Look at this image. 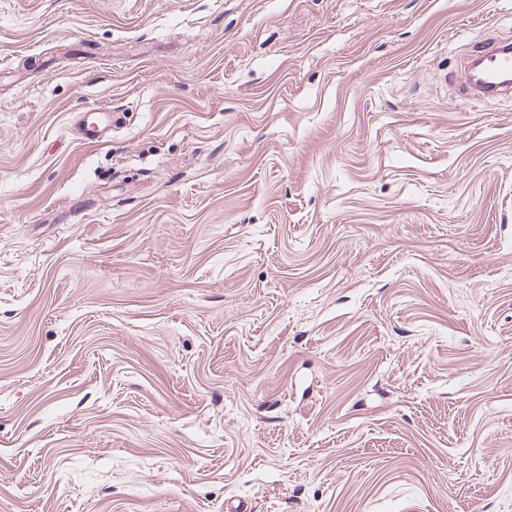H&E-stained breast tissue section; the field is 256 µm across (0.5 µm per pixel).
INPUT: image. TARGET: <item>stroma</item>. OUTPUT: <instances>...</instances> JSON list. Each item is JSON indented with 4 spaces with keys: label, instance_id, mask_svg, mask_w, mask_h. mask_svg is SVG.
<instances>
[{
    "label": "stroma",
    "instance_id": "1",
    "mask_svg": "<svg viewBox=\"0 0 512 512\" xmlns=\"http://www.w3.org/2000/svg\"><path fill=\"white\" fill-rule=\"evenodd\" d=\"M503 37L0 0V512H512V97L457 83ZM96 113L91 121L78 120L74 124L75 138L82 142H102L112 126V110L109 108H95Z\"/></svg>",
    "mask_w": 512,
    "mask_h": 512
}]
</instances>
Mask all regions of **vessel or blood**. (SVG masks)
I'll return each mask as SVG.
<instances>
[{
	"label": "vessel or blood",
	"instance_id": "vessel-or-blood-1",
	"mask_svg": "<svg viewBox=\"0 0 512 512\" xmlns=\"http://www.w3.org/2000/svg\"><path fill=\"white\" fill-rule=\"evenodd\" d=\"M462 84L466 101L480 103L512 93V42L502 40L472 54ZM112 125L110 109L96 108L93 120H78L75 137L82 142L103 141Z\"/></svg>",
	"mask_w": 512,
	"mask_h": 512
}]
</instances>
